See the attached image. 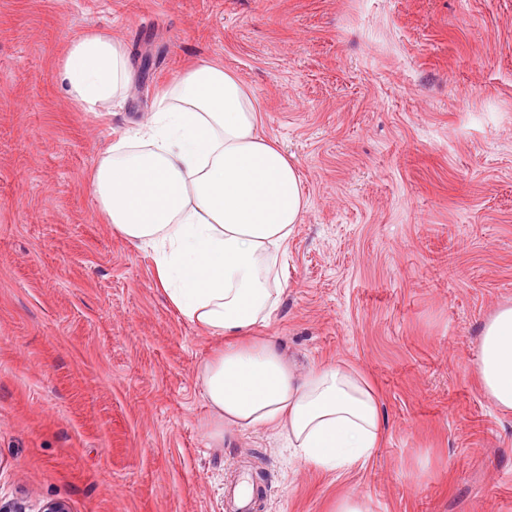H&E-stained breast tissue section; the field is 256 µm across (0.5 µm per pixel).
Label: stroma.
Here are the masks:
<instances>
[{
    "label": "stroma",
    "mask_w": 512,
    "mask_h": 512,
    "mask_svg": "<svg viewBox=\"0 0 512 512\" xmlns=\"http://www.w3.org/2000/svg\"><path fill=\"white\" fill-rule=\"evenodd\" d=\"M122 40L121 100L75 109L67 42ZM202 60L236 75L298 166L306 210L266 329L299 369L347 363L385 441L336 475L276 435L211 446L213 342L158 288L150 248L101 223L87 173ZM512 303V0H0V504L12 512H512V415L472 370ZM252 493L249 488L241 487L240 483L224 488V505L232 504L231 510L233 512H251Z\"/></svg>",
    "instance_id": "obj_1"
}]
</instances>
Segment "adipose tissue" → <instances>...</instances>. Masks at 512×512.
Segmentation results:
<instances>
[{"label":"adipose tissue","instance_id":"obj_1","mask_svg":"<svg viewBox=\"0 0 512 512\" xmlns=\"http://www.w3.org/2000/svg\"><path fill=\"white\" fill-rule=\"evenodd\" d=\"M73 103L94 111L122 95L132 67L125 45L88 30L57 67ZM153 123L112 144L90 175L98 213L154 251L169 303L217 338L203 369L212 447L266 429L309 467L364 465L385 440L379 393L342 363L299 370L264 335L283 293L277 266L305 211L296 164L263 133L261 110L224 68L199 64L156 94ZM474 373L486 400L512 413V304L482 325Z\"/></svg>","mask_w":512,"mask_h":512}]
</instances>
